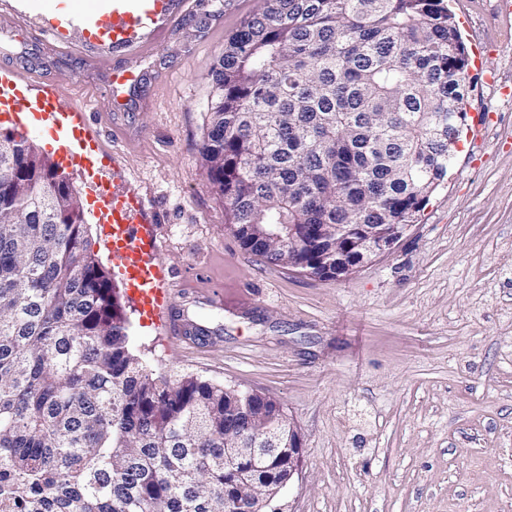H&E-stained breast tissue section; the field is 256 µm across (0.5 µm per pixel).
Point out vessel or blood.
<instances>
[{"mask_svg": "<svg viewBox=\"0 0 512 512\" xmlns=\"http://www.w3.org/2000/svg\"><path fill=\"white\" fill-rule=\"evenodd\" d=\"M184 4L185 0H112L111 17L101 19L99 25L111 38L113 48L134 50L141 45L139 33L143 28H152L154 38H162ZM0 88L8 97L0 110L13 113L17 121L57 141L62 150L78 148L85 163L99 161L101 145L89 129L85 105L64 102L53 87L31 97L28 82L9 74L0 76ZM99 199L104 239L127 288L161 333L179 335L182 328L172 314L166 288L169 271L157 259L158 227L146 218L143 199L135 188L105 181L100 184Z\"/></svg>", "mask_w": 512, "mask_h": 512, "instance_id": "b4317fda", "label": "vessel or blood"}]
</instances>
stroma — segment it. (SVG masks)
Segmentation results:
<instances>
[{
    "mask_svg": "<svg viewBox=\"0 0 512 512\" xmlns=\"http://www.w3.org/2000/svg\"><path fill=\"white\" fill-rule=\"evenodd\" d=\"M258 0H189L137 54L93 46L0 0V71L85 102L118 184L159 226L170 305L209 331L174 339L142 320L100 241L81 170L88 233L114 282L132 348L154 375L211 380L279 402L302 463L274 512H512V12L450 0L469 53L466 112L447 182L394 245L335 281L244 250L201 166L211 71ZM135 79L122 95L113 70Z\"/></svg>",
    "mask_w": 512,
    "mask_h": 512,
    "instance_id": "stroma-1",
    "label": "stroma"
}]
</instances>
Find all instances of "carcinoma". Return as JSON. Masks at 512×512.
Masks as SVG:
<instances>
[{
	"mask_svg": "<svg viewBox=\"0 0 512 512\" xmlns=\"http://www.w3.org/2000/svg\"><path fill=\"white\" fill-rule=\"evenodd\" d=\"M468 54L444 0H260L211 72L201 146L228 227L269 264L336 278L332 224L387 235L448 178ZM274 418L265 461L238 456ZM288 473L282 407L158 379L86 235L78 191L0 131V500L20 512H224Z\"/></svg>",
	"mask_w": 512,
	"mask_h": 512,
	"instance_id": "carcinoma-1",
	"label": "carcinoma"
}]
</instances>
